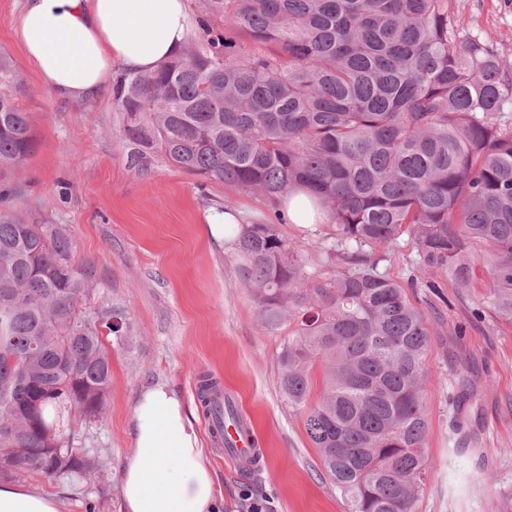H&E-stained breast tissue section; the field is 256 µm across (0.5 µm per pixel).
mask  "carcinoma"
Here are the masks:
<instances>
[{
	"label": "carcinoma",
	"instance_id": "carcinoma-1",
	"mask_svg": "<svg viewBox=\"0 0 512 512\" xmlns=\"http://www.w3.org/2000/svg\"><path fill=\"white\" fill-rule=\"evenodd\" d=\"M202 11L197 36L154 72L113 79L124 139L144 170L162 158L272 206L239 225L234 249L260 327L293 325L280 392L348 512H415L431 337L374 254L407 234L417 273L466 288L486 248L485 302L512 324V64L457 27L449 0H204ZM26 95L0 50V182L37 149ZM297 188L335 228L332 275L308 272L280 231ZM101 288L59 225L0 214V454L16 473L102 465L56 431L60 416L102 412L112 350L133 345L130 313L95 302ZM218 388L200 385L207 416Z\"/></svg>",
	"mask_w": 512,
	"mask_h": 512
}]
</instances>
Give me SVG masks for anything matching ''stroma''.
I'll use <instances>...</instances> for the list:
<instances>
[{"label":"stroma","mask_w":512,"mask_h":512,"mask_svg":"<svg viewBox=\"0 0 512 512\" xmlns=\"http://www.w3.org/2000/svg\"><path fill=\"white\" fill-rule=\"evenodd\" d=\"M22 7L23 0H0V49L26 82L39 144L0 209L31 224L63 225L76 266L105 282L106 300L127 308L135 330L134 347L112 354L103 412L71 426L75 446L94 449L102 469L71 481L34 478L31 486L54 494L64 512H90V502L91 512H118L135 400L163 383L195 414L224 495L220 512H246L245 488L271 498L274 512H347L302 415L280 392L277 354L287 332L261 329L231 238L210 233L221 210L252 221L267 213V202L159 158L147 171L134 166L111 91L74 101L42 87L14 37ZM451 9L460 28L512 62V0H451ZM280 230L308 257L310 271L336 270L332 225L287 223ZM473 260L469 287L438 274L433 287L420 284L408 293L431 333L424 355L431 467L416 512H512V324L478 312L486 257L479 252ZM203 375L236 397L257 434L266 463L255 475L238 474L214 442L198 400ZM462 377L474 394L466 404L468 439L456 445L451 423Z\"/></svg>","instance_id":"35a3bbf8"}]
</instances>
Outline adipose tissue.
<instances>
[{
	"instance_id": "1",
	"label": "adipose tissue",
	"mask_w": 512,
	"mask_h": 512,
	"mask_svg": "<svg viewBox=\"0 0 512 512\" xmlns=\"http://www.w3.org/2000/svg\"><path fill=\"white\" fill-rule=\"evenodd\" d=\"M191 20L186 0H25L16 37L42 86L86 100L112 79L155 70L178 52ZM119 512H219L206 450L180 398L158 383L133 409V451L121 477ZM0 512H61L51 493L0 482Z\"/></svg>"
}]
</instances>
